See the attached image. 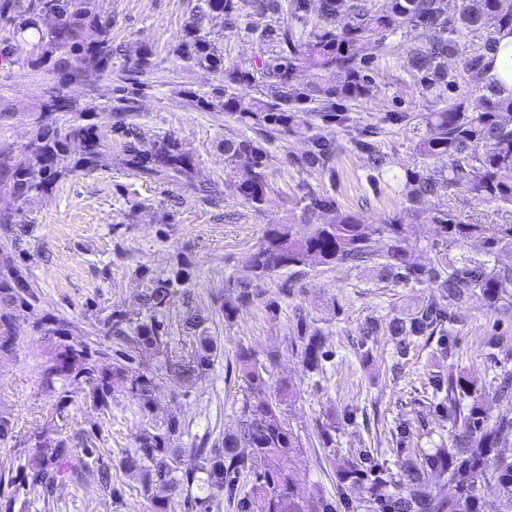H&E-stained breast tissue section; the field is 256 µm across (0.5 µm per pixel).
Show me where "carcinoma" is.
<instances>
[{
  "label": "carcinoma",
  "instance_id": "cac0c4a2",
  "mask_svg": "<svg viewBox=\"0 0 512 512\" xmlns=\"http://www.w3.org/2000/svg\"><path fill=\"white\" fill-rule=\"evenodd\" d=\"M108 6L109 0H0V15L8 22L0 57L11 73H57L70 81L99 78L121 52L110 37ZM215 17L224 19L221 34L208 27ZM411 30L421 32V39L403 47L411 74L417 88L440 107L403 116L414 140L412 162L396 182L401 209L380 222L367 221L339 212L332 197L309 189L300 217L303 229L290 223L267 225L247 260L250 277L227 281L224 295L216 296L213 305L229 322L263 298L265 281L282 270L289 272L281 284V294L288 297L296 279L310 268L370 267L381 282L432 290L414 310L394 314L383 326L367 320L359 329L366 338L392 337L400 358L413 341L445 335L451 322L445 301L450 298L462 308L478 296L488 309L511 317L512 263L500 262V255H512V221L469 222L445 198L449 187L462 185L495 214H512V94L504 96L484 84L471 95L448 96V89L480 73L496 36L512 31V0H459L452 16L441 0H195L171 53L180 64L217 78L218 84L189 96L198 108L222 112L259 134L224 139V169L230 172L224 185L196 183L197 160L180 138L146 137L138 131L130 121L132 108L125 105L137 90L115 88L123 105L102 108L115 113L111 133L119 146L114 153L94 122L97 109L52 88L39 104L23 159L12 164L0 156V193L26 201L48 193L69 173L117 166L139 181L191 185L203 204L216 205L229 191L251 210L261 211L269 186L265 144L278 133L302 136L309 149L297 165L329 168L336 157L335 130L353 122L343 103L370 98L377 91L368 50L388 34ZM470 34L483 43L452 73L448 60ZM226 35L251 41L258 54L249 60L225 59ZM299 71L310 74L308 83L294 81ZM311 103L319 104V110L308 108ZM429 197L437 205L425 211L422 203ZM422 221L436 225L440 237L427 267L412 261L409 235L410 225ZM37 228L9 214L0 217L3 350L15 342L14 311L40 308L22 249ZM190 269L183 258L175 274L144 279L137 316L112 310L105 325L128 354L108 367L99 365L101 351L69 343L72 332L66 321L41 315L35 328L54 340L41 370L44 384L63 391L72 382L87 381V399L103 416L112 412V392L119 388L147 417L161 373L187 386L206 379L221 345L210 331V313L186 288ZM180 288L183 311L174 318L170 301ZM294 320L293 349L305 369L318 375L328 355V333L301 306ZM177 336L188 348L174 355ZM276 358L275 353L261 359L249 347L238 349L236 369L244 388L238 425L213 443L176 446L183 427L175 415L137 430L120 466L137 476L150 512H173L180 495L199 512H211V504L220 500L236 512H336V503L328 499L305 497L289 474L288 461L304 444L288 423V381L271 389L270 368ZM430 384L432 395L448 405L454 427L448 447L400 455L392 467L375 460L369 450H358L336 474L345 512H482L479 489L490 482L502 491L501 512H512V458L497 453L503 434L512 432V416L488 423L477 389L463 377L435 374ZM27 444L26 477L52 486L69 463L70 440L38 433ZM80 468L97 476L102 488H112L109 469L92 458V451H86ZM427 474L434 476V483L425 481ZM355 487L360 497L353 500L346 491Z\"/></svg>",
  "mask_w": 512,
  "mask_h": 512
}]
</instances>
